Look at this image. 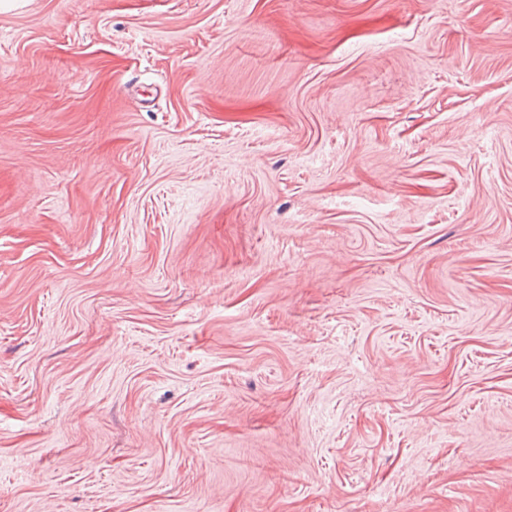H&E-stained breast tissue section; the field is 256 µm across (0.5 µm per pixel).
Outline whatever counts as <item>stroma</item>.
Returning a JSON list of instances; mask_svg holds the SVG:
<instances>
[{
    "instance_id": "1",
    "label": "stroma",
    "mask_w": 512,
    "mask_h": 512,
    "mask_svg": "<svg viewBox=\"0 0 512 512\" xmlns=\"http://www.w3.org/2000/svg\"><path fill=\"white\" fill-rule=\"evenodd\" d=\"M0 512H512V0L0 11Z\"/></svg>"
}]
</instances>
